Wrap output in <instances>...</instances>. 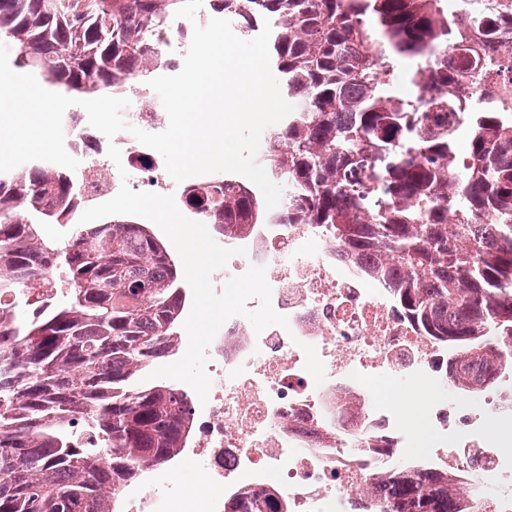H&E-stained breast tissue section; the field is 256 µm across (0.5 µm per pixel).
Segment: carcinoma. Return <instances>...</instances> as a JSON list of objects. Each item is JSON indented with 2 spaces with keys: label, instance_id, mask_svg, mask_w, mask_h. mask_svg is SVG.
I'll use <instances>...</instances> for the list:
<instances>
[{
  "label": "carcinoma",
  "instance_id": "obj_1",
  "mask_svg": "<svg viewBox=\"0 0 512 512\" xmlns=\"http://www.w3.org/2000/svg\"><path fill=\"white\" fill-rule=\"evenodd\" d=\"M182 0H0L15 67L68 94L125 93L165 64ZM249 39L269 19L270 64L297 101L259 163L286 187L267 209L232 175L183 189L224 243L258 224H319L434 342L448 380L480 392L512 377V112L459 99L436 58L463 41L448 0H207ZM477 73L483 41L466 48ZM412 95L393 96L399 79ZM468 132L467 161L456 139ZM72 174L47 161L0 173V512H122L133 485L176 463L194 401L140 375L183 345L182 274L152 225L63 219ZM67 229L63 239L41 226ZM372 512H460L448 474L367 488ZM224 512H288L272 497H224Z\"/></svg>",
  "mask_w": 512,
  "mask_h": 512
}]
</instances>
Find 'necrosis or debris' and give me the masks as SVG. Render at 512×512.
<instances>
[{
	"label": "necrosis or debris",
	"instance_id": "1",
	"mask_svg": "<svg viewBox=\"0 0 512 512\" xmlns=\"http://www.w3.org/2000/svg\"><path fill=\"white\" fill-rule=\"evenodd\" d=\"M450 14L477 22L488 44L483 72L470 102L490 112L512 107V83L495 61L512 60V31L491 29L489 0H449ZM137 101L125 120L158 133L168 126L159 95L137 80L127 89ZM101 134L80 126L71 138L84 200L115 196L122 173L131 188L174 190L162 155L131 134H117L113 162ZM265 269L274 310L287 326L255 331L244 316L229 318L207 348L211 386L197 405V432L186 459L189 471L158 473L132 497L127 512H179L190 489L189 512H223L224 495L277 487L289 512H368L362 491L377 476L397 478L427 468L460 476V498L477 512H512V456L485 431L488 413L512 406V387L493 385L481 400L464 403L445 381L448 352L422 336L392 300L389 288L364 275L316 224L261 226L245 254L232 256L213 286ZM440 381L430 401V422L406 433L391 409V392L422 373ZM367 435L370 447L351 442Z\"/></svg>",
	"mask_w": 512,
	"mask_h": 512
}]
</instances>
